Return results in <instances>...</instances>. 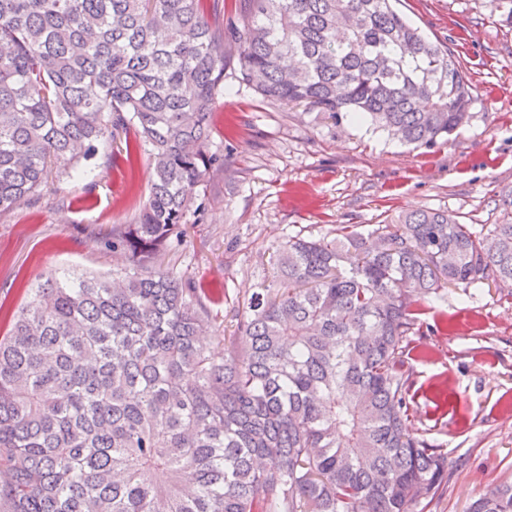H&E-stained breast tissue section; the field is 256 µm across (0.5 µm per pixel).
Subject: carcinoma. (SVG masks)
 <instances>
[{"mask_svg":"<svg viewBox=\"0 0 512 512\" xmlns=\"http://www.w3.org/2000/svg\"><path fill=\"white\" fill-rule=\"evenodd\" d=\"M264 99L432 148L470 118L460 61L391 0H0V212L134 126L152 179L107 244L120 280L53 272L0 336V512H417L448 457L408 425L416 299L512 281V189L474 231L446 210L291 236L224 335L157 267L207 175L224 71ZM224 351L205 344L207 324ZM469 512H512V483Z\"/></svg>","mask_w":512,"mask_h":512,"instance_id":"cac0c4a2","label":"carcinoma"}]
</instances>
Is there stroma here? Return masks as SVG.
<instances>
[{
  "label": "stroma",
  "instance_id": "35a3bbf8",
  "mask_svg": "<svg viewBox=\"0 0 512 512\" xmlns=\"http://www.w3.org/2000/svg\"><path fill=\"white\" fill-rule=\"evenodd\" d=\"M431 41L447 45L470 77L467 123L431 149L402 145L366 123H335L305 107L270 102L224 72L210 115L222 171L199 188L200 212L163 264L193 279L225 335L288 237L364 232L399 213L442 209L461 223H496L512 187V27L490 0H397ZM152 170L135 129L99 145L77 171L51 177L38 202L0 214V312L54 271L112 277L129 263L105 242L130 223ZM419 330L406 350L412 370L408 425L448 457V489L424 512H467L512 482V287H448L419 301Z\"/></svg>",
  "mask_w": 512,
  "mask_h": 512
}]
</instances>
